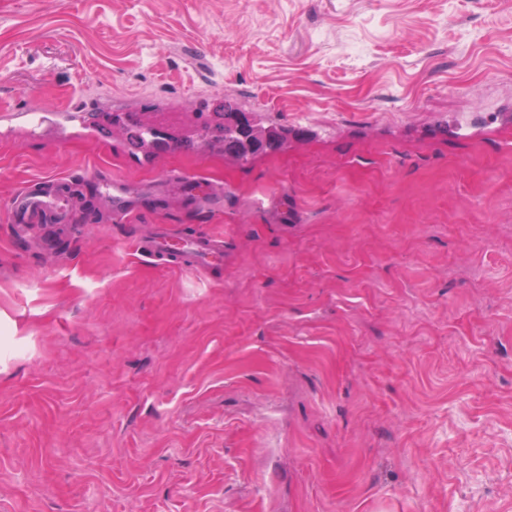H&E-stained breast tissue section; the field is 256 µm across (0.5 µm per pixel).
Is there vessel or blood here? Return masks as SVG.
Listing matches in <instances>:
<instances>
[{"mask_svg":"<svg viewBox=\"0 0 512 512\" xmlns=\"http://www.w3.org/2000/svg\"><path fill=\"white\" fill-rule=\"evenodd\" d=\"M56 116L52 112L37 110L6 112L0 114V134L9 135L13 126L21 125L26 127L29 138L40 139L43 138L47 125L54 122ZM99 185L112 201L114 216L127 217L135 201V192L131 185L109 176L101 177ZM180 187L196 206H208L218 200L211 189L205 188L199 176H181ZM68 207L69 199L65 193L48 188L46 181L33 180L9 198L8 221L12 224L34 225L40 223L42 215L45 214L66 217ZM144 248L151 255L189 270L208 269L224 263V241L215 237L200 239L184 234L173 239L160 232L147 241Z\"/></svg>","mask_w":512,"mask_h":512,"instance_id":"1","label":"vessel or blood"}]
</instances>
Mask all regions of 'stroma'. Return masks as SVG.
Here are the masks:
<instances>
[{
	"label": "stroma",
	"mask_w": 512,
	"mask_h": 512,
	"mask_svg": "<svg viewBox=\"0 0 512 512\" xmlns=\"http://www.w3.org/2000/svg\"><path fill=\"white\" fill-rule=\"evenodd\" d=\"M78 95L309 135L0 139V512H512V0H0V113ZM39 177L71 223L9 224ZM158 224L223 267L137 251ZM256 112H245L239 108L224 110L223 124L217 127L219 135H213L205 124V138L209 145L219 144L224 156L243 163L283 150L288 145V135L294 130L269 121L267 125L255 119ZM180 187L182 192L189 195L197 207L212 205L217 202V196L211 189L203 188V178L196 175H181ZM102 191L112 200V212L117 218H125L130 213L134 201L135 191L126 181L111 176L98 178Z\"/></svg>",
	"instance_id": "stroma-1"
}]
</instances>
